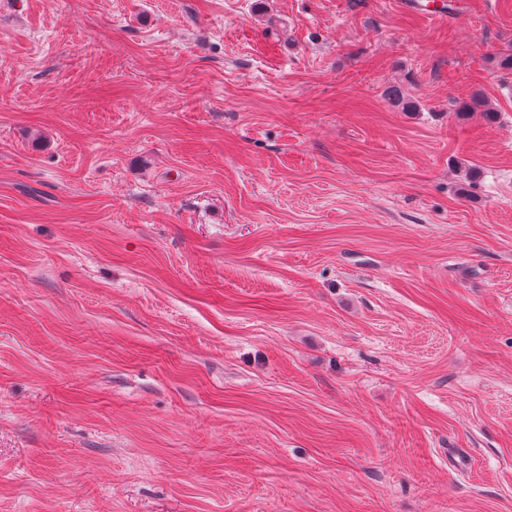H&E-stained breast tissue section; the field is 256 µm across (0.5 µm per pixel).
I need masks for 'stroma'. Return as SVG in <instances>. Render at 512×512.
<instances>
[{
	"instance_id": "stroma-1",
	"label": "stroma",
	"mask_w": 512,
	"mask_h": 512,
	"mask_svg": "<svg viewBox=\"0 0 512 512\" xmlns=\"http://www.w3.org/2000/svg\"><path fill=\"white\" fill-rule=\"evenodd\" d=\"M452 3L0 0V512H512V0Z\"/></svg>"
}]
</instances>
